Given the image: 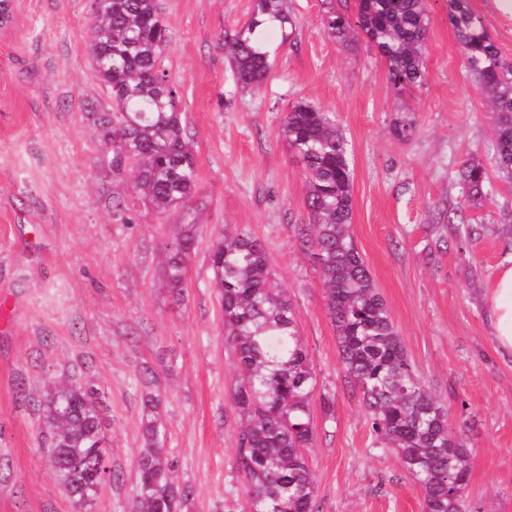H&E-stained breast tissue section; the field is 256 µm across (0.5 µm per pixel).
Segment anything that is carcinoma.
Returning a JSON list of instances; mask_svg holds the SVG:
<instances>
[{
	"mask_svg": "<svg viewBox=\"0 0 512 512\" xmlns=\"http://www.w3.org/2000/svg\"><path fill=\"white\" fill-rule=\"evenodd\" d=\"M248 22L225 43L241 87L264 82L271 50L269 28L293 37L296 23L287 0H253ZM448 17L465 52L468 70L497 114L495 163L512 175V62L478 25L468 0H448ZM426 0H358L357 17L331 7L322 24L349 42L362 35L375 47L397 90L426 81L423 48ZM89 50L110 65L98 70L112 111L97 115V128L112 149V172L125 170L135 194L163 213L186 205L198 175L177 86L159 63L169 30L158 0H98L88 19ZM288 150L305 173L309 223L298 228L300 246L316 263L326 312L336 333L345 377L359 392L372 431L392 448L422 494V512H472L468 502L470 451L449 426V410L426 389L377 291L350 232L352 172L348 142L328 113L296 102L282 124ZM458 179L467 200L486 196L482 164L463 162ZM167 244L168 284L183 291L195 235ZM213 282L224 312V339L240 364L234 404L241 421L236 465L249 512H315L316 480L308 461L314 425L310 410L314 372L293 306L273 278L265 245L245 228L224 233L212 247ZM155 378L147 379L142 425L147 447L137 460L136 512H177L189 491L175 485L164 456ZM42 414L38 439L50 455L68 463L50 468L76 507L85 512L100 488L97 463L106 453L104 399L95 384L72 379L48 386L36 400Z\"/></svg>",
	"mask_w": 512,
	"mask_h": 512,
	"instance_id": "1",
	"label": "carcinoma"
}]
</instances>
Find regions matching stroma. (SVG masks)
<instances>
[{
  "label": "stroma",
  "instance_id": "1",
  "mask_svg": "<svg viewBox=\"0 0 512 512\" xmlns=\"http://www.w3.org/2000/svg\"><path fill=\"white\" fill-rule=\"evenodd\" d=\"M253 0H159L170 30L162 66L177 85L198 183L188 207L164 214L102 171L94 118L112 109L88 49L89 0H16L0 36V512H78L46 468L33 396L54 380H92L105 398L112 466L93 512H134L144 368L154 369L163 446L191 496L178 512H247L236 466L238 357L222 335L210 252L225 230L246 227L267 248L293 304L315 374L309 463L319 512H421V493L397 456L378 444L345 378L317 267L298 242L308 223L303 171L282 138L291 106L313 102L343 130L353 177L351 231L405 350L449 426L471 450L474 512H512V355L500 352L486 297L512 238L495 232L512 212V180L493 161L495 116L448 21V0H426L425 84L394 92L366 41L343 44L321 25L328 6L288 0L293 42L267 79L244 89L224 41ZM475 19L512 61V13L469 0ZM411 121L408 140L397 120ZM484 165L489 191L466 204L456 173ZM124 200V214L114 204ZM462 209L480 236L455 233ZM199 230L181 301L167 286L165 245L187 212ZM335 396L334 419L320 401Z\"/></svg>",
  "mask_w": 512,
  "mask_h": 512
}]
</instances>
